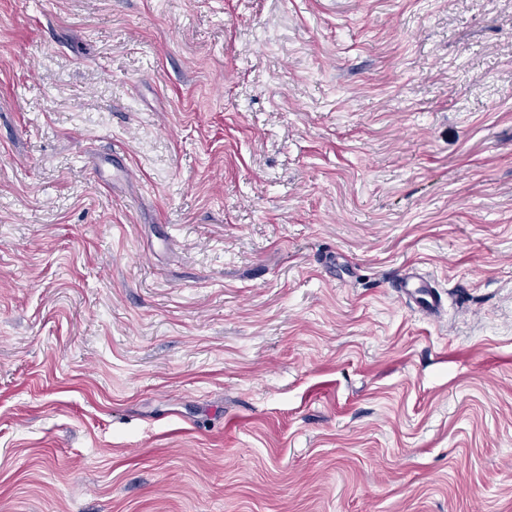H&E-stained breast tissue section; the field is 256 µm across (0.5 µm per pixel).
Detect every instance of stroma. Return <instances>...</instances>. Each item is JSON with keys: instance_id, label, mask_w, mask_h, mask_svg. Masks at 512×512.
<instances>
[{"instance_id": "35a3bbf8", "label": "stroma", "mask_w": 512, "mask_h": 512, "mask_svg": "<svg viewBox=\"0 0 512 512\" xmlns=\"http://www.w3.org/2000/svg\"><path fill=\"white\" fill-rule=\"evenodd\" d=\"M0 512H512V0H0ZM403 293L409 297H415L421 304L420 306L428 313L434 314L441 307V296L432 282L420 276L408 274L401 283Z\"/></svg>"}]
</instances>
